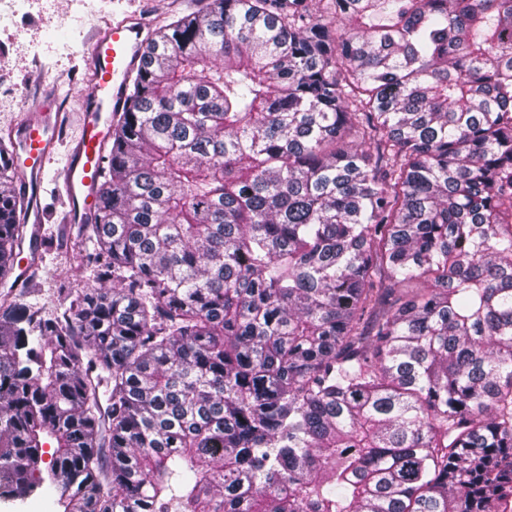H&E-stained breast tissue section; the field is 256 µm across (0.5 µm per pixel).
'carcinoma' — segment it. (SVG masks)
<instances>
[{"label": "carcinoma", "mask_w": 512, "mask_h": 512, "mask_svg": "<svg viewBox=\"0 0 512 512\" xmlns=\"http://www.w3.org/2000/svg\"><path fill=\"white\" fill-rule=\"evenodd\" d=\"M17 176L0 140L1 498L512 501V0H208L158 27L75 227L99 287L51 317L14 293Z\"/></svg>", "instance_id": "obj_1"}]
</instances>
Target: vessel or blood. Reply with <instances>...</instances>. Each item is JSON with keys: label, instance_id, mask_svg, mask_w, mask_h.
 <instances>
[{"label": "vessel or blood", "instance_id": "vessel-or-blood-1", "mask_svg": "<svg viewBox=\"0 0 512 512\" xmlns=\"http://www.w3.org/2000/svg\"><path fill=\"white\" fill-rule=\"evenodd\" d=\"M89 62L96 82L85 94L87 103L77 115L82 133L63 171L60 187L69 199V223L84 222L90 215L99 189L101 159L110 138L112 120L120 111L126 85L141 63L143 30L135 19L112 21L99 29L93 40ZM62 113L38 112L11 127L14 163L28 185H38L52 160Z\"/></svg>", "mask_w": 512, "mask_h": 512}]
</instances>
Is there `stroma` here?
<instances>
[{
    "label": "stroma",
    "mask_w": 512,
    "mask_h": 512,
    "mask_svg": "<svg viewBox=\"0 0 512 512\" xmlns=\"http://www.w3.org/2000/svg\"><path fill=\"white\" fill-rule=\"evenodd\" d=\"M207 0H26L23 14L0 25V131L28 116V97H36L52 111L81 109L84 90L75 79L86 72L84 49L91 34L106 19L137 13L146 28L175 16L205 7ZM79 133L69 122L58 134L54 162L43 176L37 192L29 194L32 206L42 214V225L54 231L52 243H40L42 262L30 276L27 302L46 311L59 306L57 289L83 265L88 244L66 232L63 215L70 203L58 186V175Z\"/></svg>",
    "instance_id": "1"
}]
</instances>
